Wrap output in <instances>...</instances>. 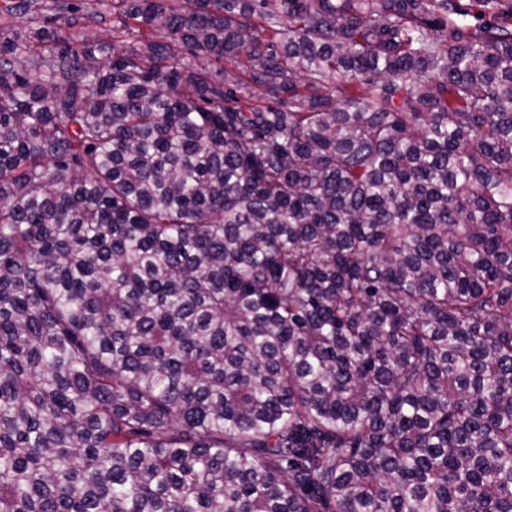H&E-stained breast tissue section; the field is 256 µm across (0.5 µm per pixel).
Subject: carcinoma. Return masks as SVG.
<instances>
[{
	"label": "carcinoma",
	"instance_id": "cac0c4a2",
	"mask_svg": "<svg viewBox=\"0 0 512 512\" xmlns=\"http://www.w3.org/2000/svg\"><path fill=\"white\" fill-rule=\"evenodd\" d=\"M90 2L0 21V512H512V9Z\"/></svg>",
	"mask_w": 512,
	"mask_h": 512
}]
</instances>
